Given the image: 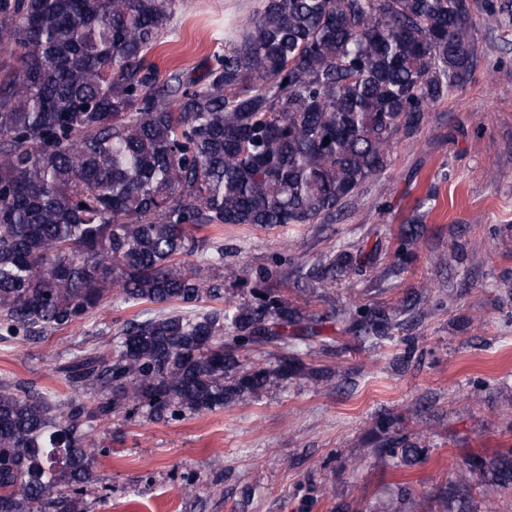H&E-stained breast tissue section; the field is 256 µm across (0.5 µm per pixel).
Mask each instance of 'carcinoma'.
Here are the masks:
<instances>
[{
  "label": "carcinoma",
  "instance_id": "carcinoma-1",
  "mask_svg": "<svg viewBox=\"0 0 512 512\" xmlns=\"http://www.w3.org/2000/svg\"><path fill=\"white\" fill-rule=\"evenodd\" d=\"M474 0H262L201 73L165 78L147 62L176 0H0V340L25 342L84 321L120 299L177 302L126 319L107 350L60 353L74 393L52 401L0 381V512H82L98 424L121 413L178 419L221 409L300 376L240 352L297 340L332 348L340 325L377 347L433 309L432 289L394 307L351 303L320 314L271 283L294 276L327 292L365 275L363 249L320 254L284 271L229 275L250 298L221 294L196 232L212 225L331 224L386 169L395 136L419 129L464 87L475 61ZM423 234L402 228L395 274ZM224 308L198 311L206 299ZM370 454L417 461L418 436L376 422ZM512 490V454L478 458L438 492L471 512L472 476Z\"/></svg>",
  "mask_w": 512,
  "mask_h": 512
}]
</instances>
